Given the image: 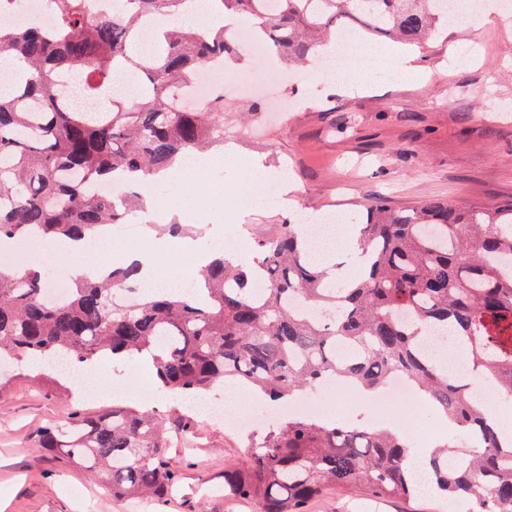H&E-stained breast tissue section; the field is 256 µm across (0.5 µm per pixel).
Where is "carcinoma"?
I'll return each instance as SVG.
<instances>
[{
	"instance_id": "obj_1",
	"label": "carcinoma",
	"mask_w": 512,
	"mask_h": 512,
	"mask_svg": "<svg viewBox=\"0 0 512 512\" xmlns=\"http://www.w3.org/2000/svg\"><path fill=\"white\" fill-rule=\"evenodd\" d=\"M50 2L54 33L0 27V52L17 68L14 88L0 93V240L81 239L125 224L130 212L145 210L142 196L117 203L89 187L116 172L156 174L224 146L223 109L196 111L185 91L197 69L236 52L227 27L200 35L169 26L156 32L159 50L146 58L133 52L141 20L179 16L187 0H113L110 15L93 12L90 0ZM261 2L210 0V7L248 22L253 37L289 63L314 62L346 28L424 47L450 23L443 0H273L270 9ZM119 68L142 74L134 101L111 95ZM64 73L81 74L85 92L112 107L93 114L62 106L56 79ZM365 210L359 243L370 272L339 288L291 223L258 241V260L221 256L205 268L201 300L155 292L125 301L121 294L140 280L135 266L76 281L62 302L47 297L38 271L0 272V364L72 356L89 368L148 351L157 390L182 402L217 383L278 401L327 378L376 391L404 374L468 444L437 446L426 482L409 464L408 440L293 416L250 443L243 465L224 471V491L260 512H305L331 487L410 499L424 485L448 503L512 512V446L466 385L421 349L428 329L467 337L474 375L512 399V200L396 208L379 199ZM191 431L189 415L170 430L148 411L114 405L45 426L40 443L105 476L115 499L160 498L178 481L165 448Z\"/></svg>"
}]
</instances>
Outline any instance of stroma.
I'll use <instances>...</instances> for the list:
<instances>
[{
	"mask_svg": "<svg viewBox=\"0 0 512 512\" xmlns=\"http://www.w3.org/2000/svg\"><path fill=\"white\" fill-rule=\"evenodd\" d=\"M479 29H452L427 48L406 46L416 65L402 71L395 42H371V90L358 86L329 92V79L288 89L295 107L261 110L239 122L242 96L224 95V167L199 177L197 192L156 193L180 223L198 220L211 231L242 228L250 241L273 234L288 220L278 172L293 173L297 206L318 223L347 233L349 216L381 198L394 206L441 199L454 205H490L512 198V21L498 16L497 0H485ZM470 41L477 56L467 68L447 67L450 49ZM267 176V190L248 198L212 193L213 184L243 183L254 164ZM138 375L111 364L96 385L71 379L69 393L49 387L27 371L5 374L0 389V512H258L256 505L224 494L225 469L242 465L249 442L274 424L265 403L250 393L242 400L256 423L235 432L196 419L192 433L168 456L181 475L161 499L112 498L100 479L69 461L63 449L40 447L50 422L73 414L93 416L114 404L148 407L168 420L175 403L162 395L141 398L153 370L138 363ZM428 496L409 501L376 500L361 487L335 488L312 500L307 512H446Z\"/></svg>",
	"mask_w": 512,
	"mask_h": 512,
	"instance_id": "1",
	"label": "stroma"
}]
</instances>
